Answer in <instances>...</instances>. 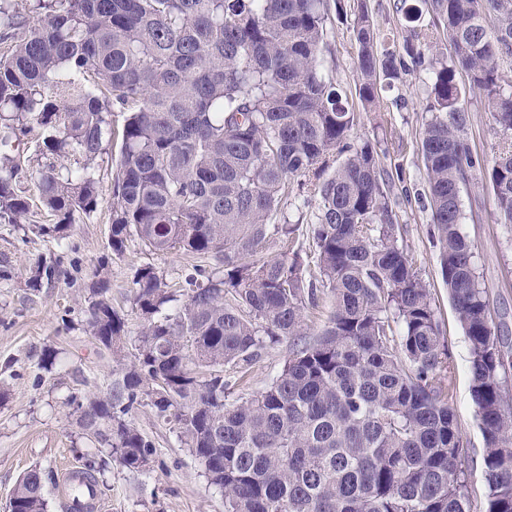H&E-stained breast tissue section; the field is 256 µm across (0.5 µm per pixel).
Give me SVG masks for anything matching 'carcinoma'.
<instances>
[{"mask_svg": "<svg viewBox=\"0 0 512 512\" xmlns=\"http://www.w3.org/2000/svg\"><path fill=\"white\" fill-rule=\"evenodd\" d=\"M450 54L431 72L422 137L439 269L469 342L470 394L485 448V512H512V364L480 287L463 228L461 192L483 177L512 224V0H424ZM327 0H0V223L31 224L16 181L37 166L49 223L65 238L97 211L99 159L119 142L110 247L136 238L200 263L174 290L136 269L140 330L112 306L93 272L85 332L117 358L106 388L78 403L79 427L132 471L152 444L132 421L147 404L224 494L225 512H471L458 459L464 434L450 404L451 367L430 288L388 204L378 145L350 142L352 95L318 61ZM365 108L420 65V45L381 39L367 7L351 26ZM468 76V86L457 79ZM488 99L499 136L492 157L465 140L466 94ZM124 114L121 128L112 112ZM345 158L320 179L330 157ZM73 157L77 167L59 160ZM308 194L317 275L292 250L301 223L279 219L290 181ZM288 249L275 257L268 244ZM53 264L39 261L35 292ZM334 306L308 337L320 294ZM296 340L270 385L228 402L224 368ZM47 470L15 483L10 512H47Z\"/></svg>", "mask_w": 512, "mask_h": 512, "instance_id": "cac0c4a2", "label": "carcinoma"}]
</instances>
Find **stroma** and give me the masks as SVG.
Here are the masks:
<instances>
[{
    "label": "stroma",
    "mask_w": 512,
    "mask_h": 512,
    "mask_svg": "<svg viewBox=\"0 0 512 512\" xmlns=\"http://www.w3.org/2000/svg\"><path fill=\"white\" fill-rule=\"evenodd\" d=\"M376 30L397 32L409 38L403 19L406 4L422 0H366ZM330 34L322 45L323 71L347 91H354L357 74L350 23L330 13ZM437 43L424 51L419 66H408L398 80L380 93L372 111L361 114L352 143L372 140L380 147L381 166L392 178L389 205L403 229V237L416 267L435 299L440 328L453 367L451 405L467 445L459 466L465 473L472 512H485L487 486L483 469L484 439L475 419L470 396L469 349L458 314L448 298L439 272L438 249L429 235L432 213L428 203L422 131L430 114V69L443 51ZM465 108L471 115L467 140L472 151L491 154L497 138L491 129L490 106L479 94H467ZM464 228L474 243L475 265L482 287L488 291L495 323L507 327L512 342V224L499 223L485 181L471 183L462 194ZM111 227L109 203L82 223L74 225L63 240L37 233L31 226L0 224V255L11 258L13 277L0 280V382L8 388L0 401V512H7L12 488L29 468L41 465L60 473L78 464L87 442L79 438L76 405L67 396L82 397L98 391L116 367L112 355L100 353L84 332L91 274L106 264L110 296L127 319L129 336H136L139 314L132 304V278L138 267L150 265L173 287H180L193 260L179 253H155L138 240L127 244L122 256L108 247ZM57 261L52 278L39 291L26 283L38 260ZM59 350L52 369L41 366L45 348ZM290 341L267 347L242 371L225 369L234 396L265 389L288 358ZM83 374L85 383L74 380ZM132 419L151 441L155 454L152 469L142 473L110 464L99 488L102 512H224V497L208 482L200 462L180 443L172 425L157 419L150 407L135 409Z\"/></svg>",
    "instance_id": "obj_1"
}]
</instances>
